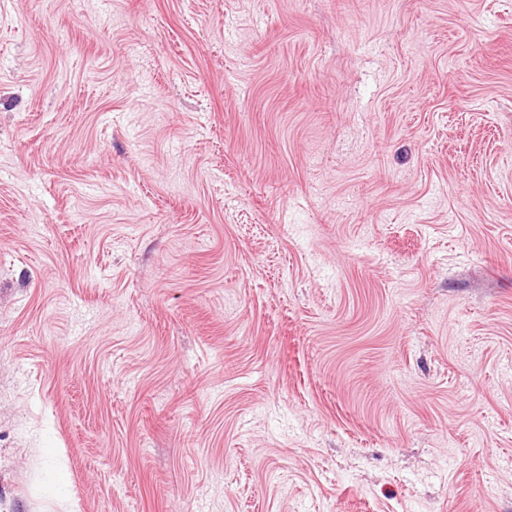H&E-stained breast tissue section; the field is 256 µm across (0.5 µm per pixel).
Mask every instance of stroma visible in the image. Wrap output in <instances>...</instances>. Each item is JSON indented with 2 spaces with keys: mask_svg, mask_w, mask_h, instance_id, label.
Wrapping results in <instances>:
<instances>
[{
  "mask_svg": "<svg viewBox=\"0 0 512 512\" xmlns=\"http://www.w3.org/2000/svg\"><path fill=\"white\" fill-rule=\"evenodd\" d=\"M0 512H512V0H0Z\"/></svg>",
  "mask_w": 512,
  "mask_h": 512,
  "instance_id": "1",
  "label": "stroma"
}]
</instances>
